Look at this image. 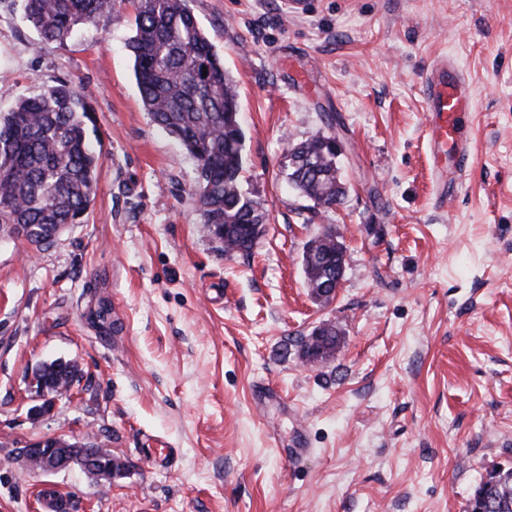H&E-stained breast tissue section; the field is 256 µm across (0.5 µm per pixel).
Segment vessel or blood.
Masks as SVG:
<instances>
[{
    "mask_svg": "<svg viewBox=\"0 0 512 512\" xmlns=\"http://www.w3.org/2000/svg\"><path fill=\"white\" fill-rule=\"evenodd\" d=\"M426 100V146L433 161L431 183L438 206L457 195L471 165L473 88L454 60L441 57L421 77Z\"/></svg>",
    "mask_w": 512,
    "mask_h": 512,
    "instance_id": "obj_1",
    "label": "vessel or blood"
}]
</instances>
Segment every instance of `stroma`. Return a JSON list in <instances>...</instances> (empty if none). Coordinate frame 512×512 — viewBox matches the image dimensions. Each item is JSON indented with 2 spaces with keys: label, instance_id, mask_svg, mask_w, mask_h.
<instances>
[{
  "label": "stroma",
  "instance_id": "obj_1",
  "mask_svg": "<svg viewBox=\"0 0 512 512\" xmlns=\"http://www.w3.org/2000/svg\"><path fill=\"white\" fill-rule=\"evenodd\" d=\"M304 2H191L239 91L240 188L269 214L244 259L203 233L196 164L142 109L131 9L43 45L0 0V113L71 79L100 151L85 223L42 251L0 227V512H43L45 493L69 512H467L512 468V0ZM446 55L474 88L473 166L440 209L421 75ZM330 114L348 196L318 209L287 182L288 148ZM329 226L346 270L324 304L301 259ZM325 321L341 344L306 363L294 341ZM59 359L90 387L37 413L35 370ZM107 428L129 464L111 486L21 466L38 439Z\"/></svg>",
  "mask_w": 512,
  "mask_h": 512
}]
</instances>
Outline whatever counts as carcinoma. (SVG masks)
<instances>
[{
	"mask_svg": "<svg viewBox=\"0 0 512 512\" xmlns=\"http://www.w3.org/2000/svg\"><path fill=\"white\" fill-rule=\"evenodd\" d=\"M129 3L134 34L126 42L145 112L175 137L196 161L202 226L232 225L212 239L224 256H251L253 241L266 233L263 204L240 191L244 130L239 94L224 61L201 29L190 0H23L24 19L40 41L62 43L80 24ZM85 91L62 78L33 96L18 98L0 113V224H30L49 233L59 224H82L96 188L99 154L86 119ZM320 131L292 147L288 182L315 205L345 195L336 156ZM476 494L491 512H512V468L495 469Z\"/></svg>",
	"mask_w": 512,
	"mask_h": 512,
	"instance_id": "obj_1",
	"label": "carcinoma"
}]
</instances>
